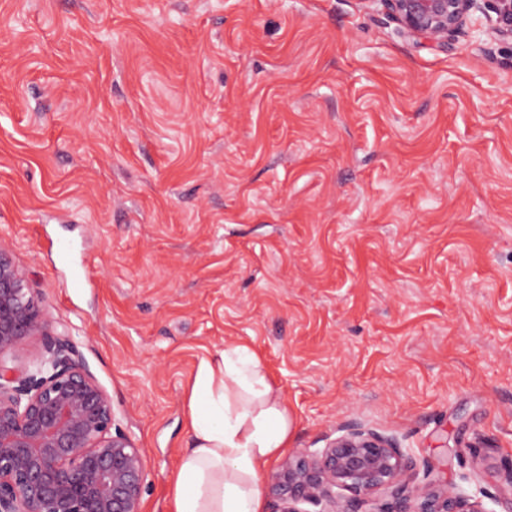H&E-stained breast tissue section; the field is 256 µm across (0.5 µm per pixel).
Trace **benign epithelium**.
Segmentation results:
<instances>
[{"label":"benign epithelium","mask_w":512,"mask_h":512,"mask_svg":"<svg viewBox=\"0 0 512 512\" xmlns=\"http://www.w3.org/2000/svg\"><path fill=\"white\" fill-rule=\"evenodd\" d=\"M403 34L445 47L468 19L512 41V0H377ZM45 337L41 355L16 378L8 363L26 341ZM392 435L359 423L325 447L286 458L267 486L277 512H485L465 488L430 479ZM146 466L115 428L112 400L85 369L0 243V512H142ZM369 510H363V507Z\"/></svg>","instance_id":"benign-epithelium-1"}]
</instances>
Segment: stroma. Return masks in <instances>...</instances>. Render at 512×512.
<instances>
[{"instance_id": "stroma-1", "label": "stroma", "mask_w": 512, "mask_h": 512, "mask_svg": "<svg viewBox=\"0 0 512 512\" xmlns=\"http://www.w3.org/2000/svg\"><path fill=\"white\" fill-rule=\"evenodd\" d=\"M0 241L169 512L201 359L512 512V44L375 0H0ZM73 246L70 263L58 245Z\"/></svg>"}]
</instances>
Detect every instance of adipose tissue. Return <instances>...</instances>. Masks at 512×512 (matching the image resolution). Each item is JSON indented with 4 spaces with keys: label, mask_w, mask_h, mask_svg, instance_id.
Returning <instances> with one entry per match:
<instances>
[{
    "label": "adipose tissue",
    "mask_w": 512,
    "mask_h": 512,
    "mask_svg": "<svg viewBox=\"0 0 512 512\" xmlns=\"http://www.w3.org/2000/svg\"><path fill=\"white\" fill-rule=\"evenodd\" d=\"M186 407L192 446L169 512H264V472L287 452L294 421L251 346L228 342L202 359Z\"/></svg>",
    "instance_id": "adipose-tissue-1"
}]
</instances>
